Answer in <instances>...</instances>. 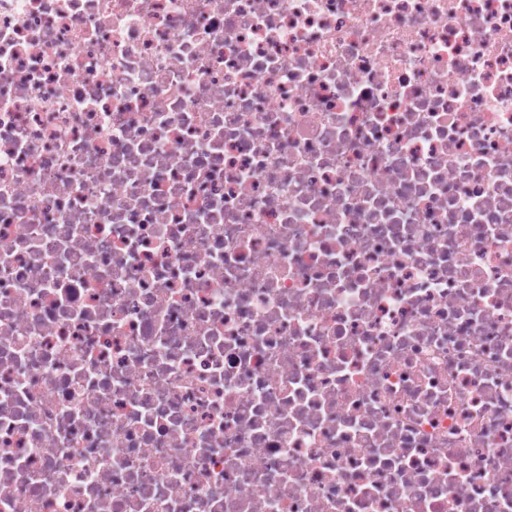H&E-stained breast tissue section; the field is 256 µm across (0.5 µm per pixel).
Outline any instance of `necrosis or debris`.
Wrapping results in <instances>:
<instances>
[{"label": "necrosis or debris", "instance_id": "necrosis-or-debris-1", "mask_svg": "<svg viewBox=\"0 0 512 512\" xmlns=\"http://www.w3.org/2000/svg\"><path fill=\"white\" fill-rule=\"evenodd\" d=\"M0 512H512V0H0Z\"/></svg>", "mask_w": 512, "mask_h": 512}]
</instances>
